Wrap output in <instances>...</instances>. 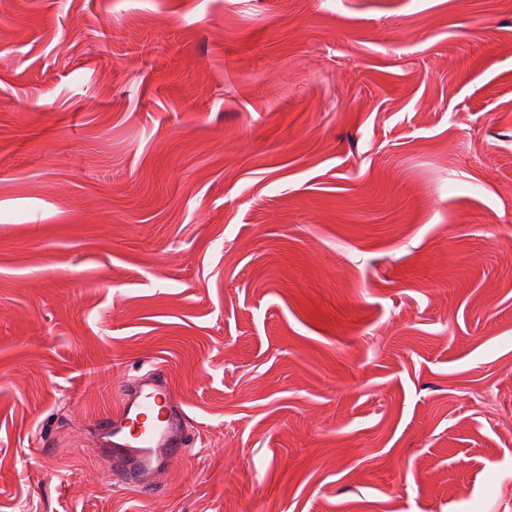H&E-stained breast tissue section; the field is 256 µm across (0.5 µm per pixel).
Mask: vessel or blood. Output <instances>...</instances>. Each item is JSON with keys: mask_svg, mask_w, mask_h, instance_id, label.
Wrapping results in <instances>:
<instances>
[{"mask_svg": "<svg viewBox=\"0 0 512 512\" xmlns=\"http://www.w3.org/2000/svg\"><path fill=\"white\" fill-rule=\"evenodd\" d=\"M94 430L102 439L115 478L141 484L197 443L161 366L150 367L128 383L117 407L98 419Z\"/></svg>", "mask_w": 512, "mask_h": 512, "instance_id": "1", "label": "vessel or blood"}]
</instances>
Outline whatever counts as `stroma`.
I'll return each mask as SVG.
<instances>
[{
	"label": "stroma",
	"instance_id": "stroma-1",
	"mask_svg": "<svg viewBox=\"0 0 512 512\" xmlns=\"http://www.w3.org/2000/svg\"><path fill=\"white\" fill-rule=\"evenodd\" d=\"M509 251L502 0H0V512H512ZM152 420L151 423L148 421ZM116 479L147 484L195 447L185 412L176 404L166 369L152 366L121 391L113 411L93 424Z\"/></svg>",
	"mask_w": 512,
	"mask_h": 512
}]
</instances>
